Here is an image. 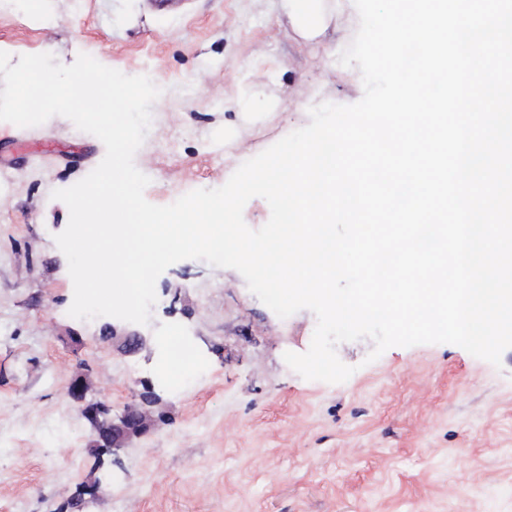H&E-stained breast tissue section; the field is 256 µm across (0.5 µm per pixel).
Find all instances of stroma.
<instances>
[{
  "label": "stroma",
  "instance_id": "1",
  "mask_svg": "<svg viewBox=\"0 0 512 512\" xmlns=\"http://www.w3.org/2000/svg\"><path fill=\"white\" fill-rule=\"evenodd\" d=\"M358 27L354 11L333 19L327 55L251 0H43L0 9V51L63 65L85 53L163 87L134 157L163 206L223 186L311 106L358 102L360 71L337 58ZM104 155L62 116L0 121V512H512V348L497 366L453 344L371 362L361 338L336 347L345 382L307 380L283 355L308 350L314 313L279 318L237 270L196 259L158 277L149 324L70 317L54 240L69 210L51 194ZM134 331L144 341L126 349ZM166 336L201 363L178 386L161 369ZM147 391L153 424L104 453L83 403L117 418Z\"/></svg>",
  "mask_w": 512,
  "mask_h": 512
}]
</instances>
